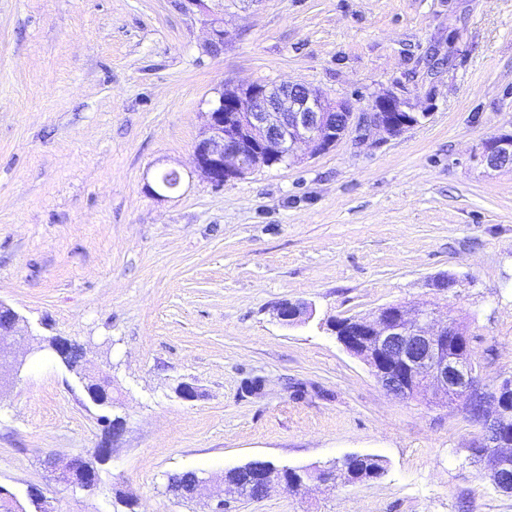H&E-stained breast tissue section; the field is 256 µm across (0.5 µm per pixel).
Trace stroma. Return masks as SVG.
<instances>
[{"instance_id":"stroma-1","label":"stroma","mask_w":512,"mask_h":512,"mask_svg":"<svg viewBox=\"0 0 512 512\" xmlns=\"http://www.w3.org/2000/svg\"><path fill=\"white\" fill-rule=\"evenodd\" d=\"M224 29L211 53L183 0H0V301L25 362L0 367V486L24 512L34 488L52 512H512L468 460L479 429L460 405L394 397L325 326L436 306L464 324L482 386L512 379V169L472 159L512 132V0H224ZM288 81L356 113L401 93L428 117L212 186L192 159L209 100ZM171 169L180 187L151 194ZM299 300L313 318L281 324ZM55 338L85 345L77 367ZM89 374L116 407L90 400ZM115 415L98 487L57 483ZM346 455L385 470L259 500L220 480ZM190 470L213 480L174 498Z\"/></svg>"}]
</instances>
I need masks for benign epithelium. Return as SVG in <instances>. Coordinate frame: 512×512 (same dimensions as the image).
Here are the masks:
<instances>
[{
  "label": "benign epithelium",
  "instance_id": "1",
  "mask_svg": "<svg viewBox=\"0 0 512 512\" xmlns=\"http://www.w3.org/2000/svg\"><path fill=\"white\" fill-rule=\"evenodd\" d=\"M184 6L202 17L210 30L208 49L218 51L224 45V0H184ZM421 116L426 118L429 113L416 115L411 98L395 92L377 97L368 111L356 114L345 100L302 85L223 86L203 113L204 128L194 146L193 163L211 184L222 186L257 166H290L301 159L303 148L311 154L321 153L333 147L352 124L360 130L395 136L418 124ZM475 159L494 170L512 166V134L488 137ZM3 310L9 317L0 324V364L12 353L19 320L0 301ZM276 317L286 326L305 324L312 309L304 302H285L277 308ZM345 324L348 330L341 333L330 322L338 342L368 365L388 393L400 399L422 396L437 405L457 402L468 410L474 403L479 405L474 422L480 428V441L472 449L473 463L487 472L498 490L512 493V440L504 435L507 421L512 420V380L493 391L482 389L466 330L427 305L412 309L386 306L368 317L349 318ZM123 431L124 422L112 420L109 438L99 446L98 454L111 456ZM346 462L336 459L311 472L252 460L248 466L258 468L257 483L239 485L237 490L248 498L256 491L259 499L273 485L294 490L312 476L334 484L347 479ZM59 479L92 490L101 483V472L76 458L64 465ZM209 482V477L195 476L183 483V497H196Z\"/></svg>",
  "mask_w": 512,
  "mask_h": 512
}]
</instances>
